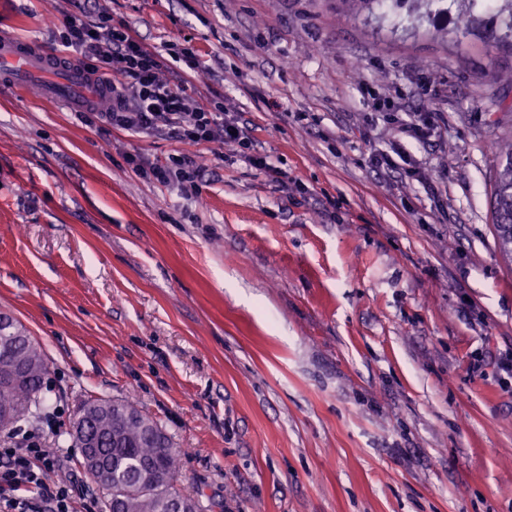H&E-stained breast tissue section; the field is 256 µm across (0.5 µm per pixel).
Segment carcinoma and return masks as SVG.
I'll use <instances>...</instances> for the list:
<instances>
[{"instance_id":"cac0c4a2","label":"carcinoma","mask_w":512,"mask_h":512,"mask_svg":"<svg viewBox=\"0 0 512 512\" xmlns=\"http://www.w3.org/2000/svg\"><path fill=\"white\" fill-rule=\"evenodd\" d=\"M354 13L364 14L389 28L394 35H408L428 25L448 40L459 27L477 30L498 26L494 43L512 49V0H340ZM454 16L455 26L439 19ZM503 160L496 172L493 227L500 252L512 261V131L504 138ZM48 364L26 328L0 314V432L36 416L43 404ZM97 400L79 407L85 417L90 442L102 463L99 481L108 512H205L200 499L185 496L176 487L179 450L157 421L133 402L119 400L135 413L96 409Z\"/></svg>"}]
</instances>
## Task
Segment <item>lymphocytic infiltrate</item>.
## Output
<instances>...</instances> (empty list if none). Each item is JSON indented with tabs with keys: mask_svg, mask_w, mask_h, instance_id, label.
<instances>
[{
	"mask_svg": "<svg viewBox=\"0 0 512 512\" xmlns=\"http://www.w3.org/2000/svg\"><path fill=\"white\" fill-rule=\"evenodd\" d=\"M56 42L57 51L79 55L89 74L112 85L111 111L88 113V122L136 134L164 133L180 143V150L164 163L131 157L134 170L146 178L185 195L200 175L193 148L212 143L250 148V126L234 113L200 102L185 86L164 77L167 57L193 71L202 68L192 47L148 46L127 24L113 23L100 4L94 16L65 18ZM59 464L58 456L36 436L15 435L0 442V512H75L71 485L49 478Z\"/></svg>",
	"mask_w": 512,
	"mask_h": 512,
	"instance_id": "1",
	"label": "lymphocytic infiltrate"
}]
</instances>
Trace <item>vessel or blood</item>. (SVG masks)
<instances>
[{
	"label": "vessel or blood",
	"mask_w": 512,
	"mask_h": 512,
	"mask_svg": "<svg viewBox=\"0 0 512 512\" xmlns=\"http://www.w3.org/2000/svg\"><path fill=\"white\" fill-rule=\"evenodd\" d=\"M25 86L46 81V93L61 106H71L75 94L88 83L86 72L66 64L63 55L47 52L15 37L0 36V79Z\"/></svg>",
	"instance_id": "1"
}]
</instances>
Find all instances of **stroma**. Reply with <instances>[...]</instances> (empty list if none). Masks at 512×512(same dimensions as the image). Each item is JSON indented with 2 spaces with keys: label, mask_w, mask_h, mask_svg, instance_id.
<instances>
[{
  "label": "stroma",
  "mask_w": 512,
  "mask_h": 512,
  "mask_svg": "<svg viewBox=\"0 0 512 512\" xmlns=\"http://www.w3.org/2000/svg\"><path fill=\"white\" fill-rule=\"evenodd\" d=\"M84 5L0 0V32L50 49ZM106 6L149 45L189 41L207 71L166 77L238 113L303 189L209 144L180 197L128 162L175 140L0 84V313L42 349L54 415L19 429L55 442L78 512H106L68 437L88 399L162 425L208 512H512V262L491 214L512 52L395 36L337 0ZM371 92L408 95L429 139L400 138ZM381 151L426 182L372 167Z\"/></svg>",
  "instance_id": "35a3bbf8"
}]
</instances>
